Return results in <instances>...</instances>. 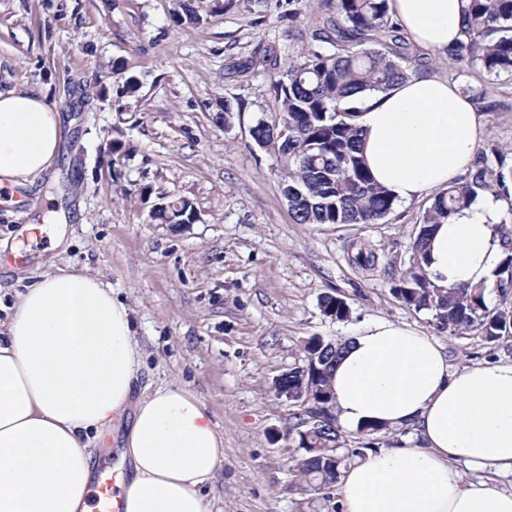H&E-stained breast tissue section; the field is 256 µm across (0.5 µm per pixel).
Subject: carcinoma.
Segmentation results:
<instances>
[{"instance_id":"cac0c4a2","label":"carcinoma","mask_w":512,"mask_h":512,"mask_svg":"<svg viewBox=\"0 0 512 512\" xmlns=\"http://www.w3.org/2000/svg\"><path fill=\"white\" fill-rule=\"evenodd\" d=\"M461 39L448 51V63L479 68L497 79H512V0H462ZM303 52L281 77L272 80L276 107L272 118L261 117L251 129L257 145L271 142L273 129L288 125V138L276 140L285 171L284 191L296 224H376L393 210L395 198L371 175L362 149L359 94L385 92L409 78L427 75L428 61L393 22L388 0H310ZM202 0H179L177 21H203ZM482 112H501L509 105L491 99L481 85L465 84ZM495 190L512 214V165L503 148L491 144L475 152L471 169L448 187L431 192V204L416 227L408 261L392 279L391 294L406 307L424 312L439 330L464 337L478 333L488 344L512 335V227L502 221L497 235L505 252L495 288L502 303L489 306L487 288H440L425 269L433 225L471 208L487 190ZM185 202L178 198L157 207L158 224H177ZM352 263L373 270L375 252L358 249ZM323 312L338 320L350 314L341 297L325 295ZM344 346L336 344L326 371L315 381L325 399L307 411L292 404L288 425L307 458L303 472L319 485H335L343 470L368 450L379 449L378 435L390 429L368 424L357 431L358 448L341 454L343 429L335 411L330 378ZM325 416L334 427L323 430L310 420Z\"/></svg>"}]
</instances>
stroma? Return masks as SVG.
Segmentation results:
<instances>
[{
	"mask_svg": "<svg viewBox=\"0 0 512 512\" xmlns=\"http://www.w3.org/2000/svg\"><path fill=\"white\" fill-rule=\"evenodd\" d=\"M176 0H0V90L33 88L64 118L48 171L0 204V320L56 269L88 271L133 310L141 381L195 393L224 432L217 512H343L336 487L307 482L274 377L310 337L343 340L385 319L434 337L452 368L512 361V348L436 330L390 282L428 196L376 224H297L284 173L251 128L272 112V67L303 51L304 0H235L199 25L176 23ZM136 91H128L127 79ZM240 102L230 124L216 103ZM194 202L201 220L175 233L154 223L162 198ZM42 226L44 242L19 236ZM376 251L367 272L352 246ZM343 297L347 319L325 315Z\"/></svg>",
	"mask_w": 512,
	"mask_h": 512,
	"instance_id": "obj_1",
	"label": "stroma"
}]
</instances>
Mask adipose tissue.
<instances>
[{
    "label": "adipose tissue",
    "mask_w": 512,
    "mask_h": 512,
    "mask_svg": "<svg viewBox=\"0 0 512 512\" xmlns=\"http://www.w3.org/2000/svg\"><path fill=\"white\" fill-rule=\"evenodd\" d=\"M422 50L460 37L461 0H389ZM365 162L397 201L446 186L471 165L484 118L437 75L360 97ZM60 113L31 89L0 91V199L56 158ZM506 204L481 195L436 225L426 270L440 287L493 286ZM132 309L99 277L60 269L0 323V512H92L93 457L124 427L129 466L112 489L122 512H214L224 433L192 392L141 383ZM344 429L407 428L419 445L366 454L338 485L344 512H512V362L451 369L433 337L381 320L347 340L331 378ZM484 471L463 482L458 464Z\"/></svg>",
    "instance_id": "ef3b65f1"
}]
</instances>
